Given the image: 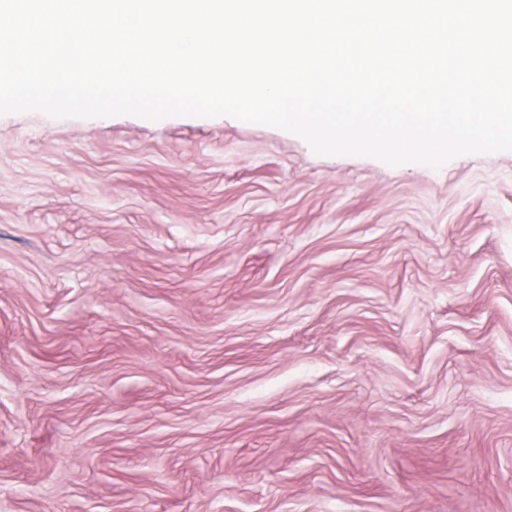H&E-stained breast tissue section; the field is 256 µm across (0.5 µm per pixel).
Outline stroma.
Instances as JSON below:
<instances>
[{"mask_svg": "<svg viewBox=\"0 0 512 512\" xmlns=\"http://www.w3.org/2000/svg\"><path fill=\"white\" fill-rule=\"evenodd\" d=\"M0 512H512V152L0 116Z\"/></svg>", "mask_w": 512, "mask_h": 512, "instance_id": "35a3bbf8", "label": "stroma"}]
</instances>
